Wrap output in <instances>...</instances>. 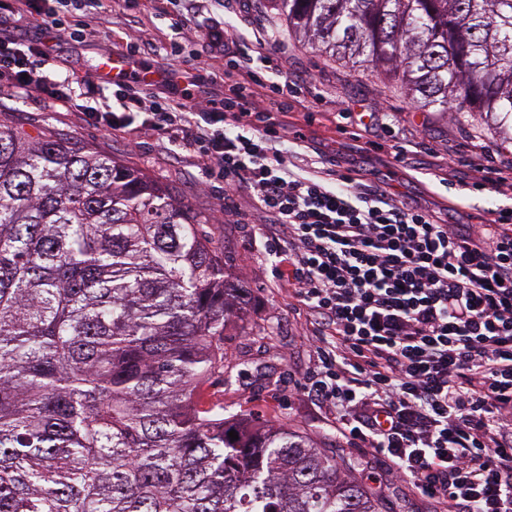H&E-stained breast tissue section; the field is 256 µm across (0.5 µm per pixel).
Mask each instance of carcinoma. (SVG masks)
<instances>
[{"label": "carcinoma", "mask_w": 512, "mask_h": 512, "mask_svg": "<svg viewBox=\"0 0 512 512\" xmlns=\"http://www.w3.org/2000/svg\"><path fill=\"white\" fill-rule=\"evenodd\" d=\"M269 4L301 48L512 144V0ZM246 298L168 187L0 123V512H379L309 437L206 399Z\"/></svg>", "instance_id": "carcinoma-1"}]
</instances>
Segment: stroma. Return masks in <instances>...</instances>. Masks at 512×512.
<instances>
[{
    "label": "stroma",
    "instance_id": "obj_1",
    "mask_svg": "<svg viewBox=\"0 0 512 512\" xmlns=\"http://www.w3.org/2000/svg\"><path fill=\"white\" fill-rule=\"evenodd\" d=\"M170 14L194 29L228 28L244 67L256 32L281 26L266 0H193L187 9L170 0H140L136 7L130 0H94L63 13L79 35L54 46L59 72L90 83L101 58L126 53L124 36L136 32L155 41L154 51L141 58L146 67L167 78L191 72L209 98L223 99L228 90L223 53L210 51L198 38L173 54ZM267 55L274 81L288 83L299 95L294 102L266 90L256 98L258 112L287 124L281 148L292 164L320 176L336 169L377 189L394 188L406 206L461 227L484 223L491 211L512 209V146L500 145L485 125L413 108L395 85L367 74L353 76L342 62L302 49L285 35ZM10 91L0 79L1 121L31 134L78 139L163 181L231 257L234 275L251 293L246 309L251 332L227 338L224 381L209 386L211 397L222 400L227 412L257 413L311 436L361 481L380 512H432V504L393 479L387 466L337 439L333 412L291 393L313 365L312 331L297 315L294 299L278 288L272 258L254 243L262 222L258 211L244 202L230 220L219 221L223 182L203 178L195 157L166 149L156 132L144 129L131 139L109 135L86 123L78 107L40 96L11 101ZM398 145L410 148L400 162L394 158ZM493 170L505 177L491 191L484 178Z\"/></svg>",
    "mask_w": 512,
    "mask_h": 512
}]
</instances>
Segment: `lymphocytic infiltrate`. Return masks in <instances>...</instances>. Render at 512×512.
Listing matches in <instances>:
<instances>
[{
	"label": "lymphocytic infiltrate",
	"instance_id": "obj_1",
	"mask_svg": "<svg viewBox=\"0 0 512 512\" xmlns=\"http://www.w3.org/2000/svg\"><path fill=\"white\" fill-rule=\"evenodd\" d=\"M0 11L40 32L0 27L15 94L80 100L52 67L62 20L38 0H0ZM260 83L250 69L224 101L185 93L147 110L119 83L84 117L114 135L158 132L219 172L225 208L248 189L279 284L315 331L314 366L294 391L335 411L339 438L442 512H512V210L462 231L348 174L294 172L283 125L252 120Z\"/></svg>",
	"mask_w": 512,
	"mask_h": 512
}]
</instances>
